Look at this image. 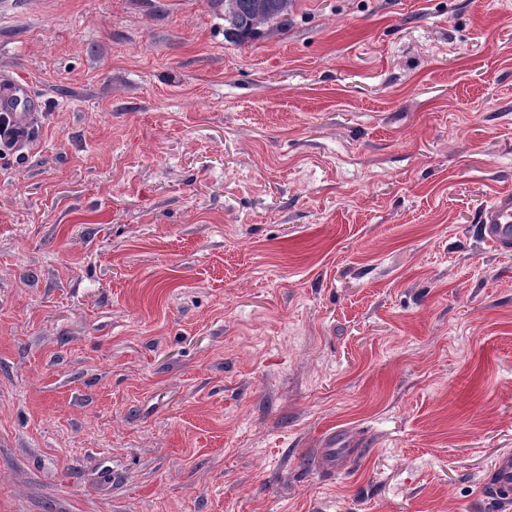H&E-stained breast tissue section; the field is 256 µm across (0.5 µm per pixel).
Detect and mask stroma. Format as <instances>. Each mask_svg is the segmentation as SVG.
<instances>
[{"instance_id":"1","label":"stroma","mask_w":512,"mask_h":512,"mask_svg":"<svg viewBox=\"0 0 512 512\" xmlns=\"http://www.w3.org/2000/svg\"><path fill=\"white\" fill-rule=\"evenodd\" d=\"M0 77V512H512V0H0ZM292 0H224V39L248 44L264 36L266 27L285 26ZM26 98L28 94L25 84L16 80L0 82V112H11V138L18 147L28 142L37 117L34 101L33 108L29 111H18L19 104ZM481 233L501 248H512V193L501 192L495 195L478 216ZM352 446L354 440L349 435L331 433L326 439L325 448H319L316 466L321 470L336 471V466L347 458ZM483 493L504 506L512 502V453L502 454L496 459Z\"/></svg>"}]
</instances>
